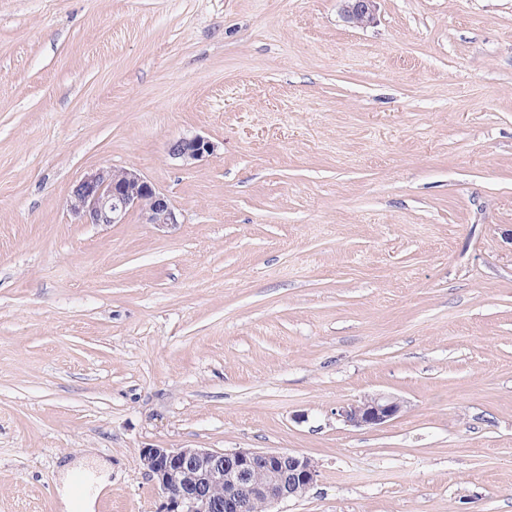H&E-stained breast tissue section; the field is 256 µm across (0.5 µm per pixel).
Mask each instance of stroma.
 <instances>
[{"instance_id":"35a3bbf8","label":"stroma","mask_w":512,"mask_h":512,"mask_svg":"<svg viewBox=\"0 0 512 512\" xmlns=\"http://www.w3.org/2000/svg\"><path fill=\"white\" fill-rule=\"evenodd\" d=\"M102 166L178 224L77 223ZM151 447L312 457L277 512H512V0H0V512L85 454L155 512ZM342 14L347 23L355 28L372 24L377 10V0H340ZM215 148V143L209 138L194 135L170 140L168 154L172 159L180 161L183 166H191L213 154ZM404 402L389 394H376L340 406L336 415L346 426L381 427L398 418Z\"/></svg>"}]
</instances>
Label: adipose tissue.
<instances>
[{
    "mask_svg": "<svg viewBox=\"0 0 512 512\" xmlns=\"http://www.w3.org/2000/svg\"><path fill=\"white\" fill-rule=\"evenodd\" d=\"M110 485L106 466L75 463L65 468L57 483V494L63 512H95L100 496Z\"/></svg>",
    "mask_w": 512,
    "mask_h": 512,
    "instance_id": "adipose-tissue-1",
    "label": "adipose tissue"
}]
</instances>
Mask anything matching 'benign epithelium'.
<instances>
[{"label": "benign epithelium", "instance_id": "obj_1", "mask_svg": "<svg viewBox=\"0 0 512 512\" xmlns=\"http://www.w3.org/2000/svg\"><path fill=\"white\" fill-rule=\"evenodd\" d=\"M342 14L355 28L372 24L377 0H340ZM209 138L194 135L169 141L168 154L184 166L213 154ZM69 207L79 224H124L135 214L159 228L179 223L170 197L144 175L127 168H99L71 188ZM404 402L376 394L340 406L345 425L381 427L398 418ZM141 462L161 491L157 512H255L258 504L275 505L304 498L316 485L318 463L305 455L255 448H144ZM265 478L259 480L257 473ZM218 485L224 497L214 494Z\"/></svg>", "mask_w": 512, "mask_h": 512}]
</instances>
